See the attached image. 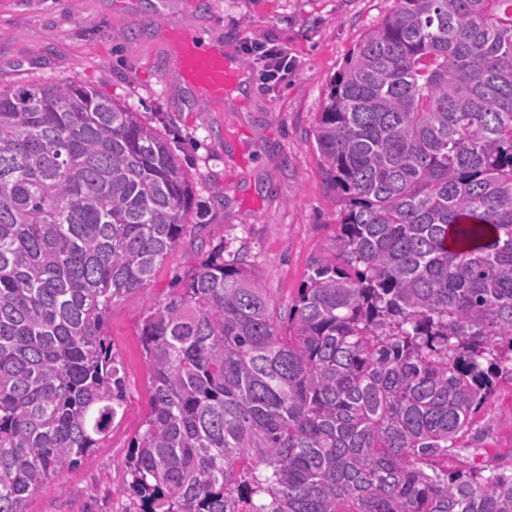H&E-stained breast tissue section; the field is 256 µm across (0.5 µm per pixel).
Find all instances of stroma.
Returning a JSON list of instances; mask_svg holds the SVG:
<instances>
[{
    "label": "stroma",
    "instance_id": "obj_1",
    "mask_svg": "<svg viewBox=\"0 0 512 512\" xmlns=\"http://www.w3.org/2000/svg\"><path fill=\"white\" fill-rule=\"evenodd\" d=\"M384 0H0V86L77 81L121 102L169 140L192 187V230L146 288L114 301L105 331L123 366L125 401L97 448L30 496L25 512H138L128 490L131 445L151 413L141 328L173 280L223 245L287 316L314 261H333L338 212L329 202L313 132L330 79ZM181 32L209 36L240 81L202 99L168 60ZM287 47L294 68L261 80L257 43ZM480 466L512 461V384L478 415L462 454Z\"/></svg>",
    "mask_w": 512,
    "mask_h": 512
}]
</instances>
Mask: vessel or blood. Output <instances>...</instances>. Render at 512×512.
I'll return each instance as SVG.
<instances>
[{
  "label": "vessel or blood",
  "mask_w": 512,
  "mask_h": 512,
  "mask_svg": "<svg viewBox=\"0 0 512 512\" xmlns=\"http://www.w3.org/2000/svg\"><path fill=\"white\" fill-rule=\"evenodd\" d=\"M173 64L188 85L208 98L223 96L236 78L223 50L204 45L194 34L180 37Z\"/></svg>",
  "instance_id": "1"
}]
</instances>
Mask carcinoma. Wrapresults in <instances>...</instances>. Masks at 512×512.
I'll list each match as a JSON object with an SVG mask.
<instances>
[{
	"label": "carcinoma",
	"instance_id": "cac0c4a2",
	"mask_svg": "<svg viewBox=\"0 0 512 512\" xmlns=\"http://www.w3.org/2000/svg\"><path fill=\"white\" fill-rule=\"evenodd\" d=\"M314 136L339 205L288 326L219 245L141 336L140 512H512V463L448 466L512 383V0H393ZM157 128L78 82L0 87V512L109 430L103 333L188 231Z\"/></svg>",
	"mask_w": 512,
	"mask_h": 512
}]
</instances>
